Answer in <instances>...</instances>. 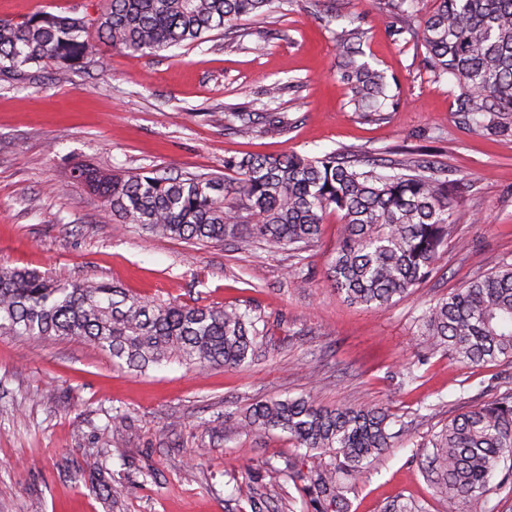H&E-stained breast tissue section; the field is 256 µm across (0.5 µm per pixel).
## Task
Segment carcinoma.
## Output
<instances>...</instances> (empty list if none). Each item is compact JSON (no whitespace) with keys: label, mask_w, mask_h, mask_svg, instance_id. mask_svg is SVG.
I'll return each instance as SVG.
<instances>
[{"label":"carcinoma","mask_w":512,"mask_h":512,"mask_svg":"<svg viewBox=\"0 0 512 512\" xmlns=\"http://www.w3.org/2000/svg\"><path fill=\"white\" fill-rule=\"evenodd\" d=\"M288 0H108L89 21L34 13L22 21L0 19V75L52 61L81 64L99 43L119 52L151 54L229 34L244 18L265 17ZM390 0L400 26L424 46L434 76H451L459 88L457 112L480 133L512 132V0H434L426 17L411 24L405 4ZM366 31L353 27L338 40L340 80L359 112H375L386 97L384 75L360 60ZM254 131L256 119L275 112H226ZM235 172L173 175L155 170L109 174L71 167L65 184L87 183L105 210L124 224L156 237L222 244L254 239L269 252L304 251L318 242L330 213L340 217L342 237L328 278L343 299L387 309L409 295L432 268L451 232V181L433 174V162L412 161L405 173L358 170L331 152L245 155L224 161ZM259 318L238 306L195 307L157 303L108 283L61 284L35 272L0 268V335L43 339L78 337L134 368L176 360L192 368L239 367L253 356ZM432 349L460 362L512 361V264L468 281L437 299L420 318ZM393 417L378 407L328 409L309 393L268 399L246 409L241 426L254 434H288L303 456L322 458L304 472L284 462L302 482L306 512H346L348 494L365 465L392 446ZM427 481L456 512L476 507L502 489L493 482L501 463L512 462V392L463 412L422 449ZM250 512L278 506L252 476L236 485ZM384 512H425L415 499L396 497Z\"/></svg>","instance_id":"carcinoma-1"}]
</instances>
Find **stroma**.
Masks as SVG:
<instances>
[{
	"label": "stroma",
	"mask_w": 512,
	"mask_h": 512,
	"mask_svg": "<svg viewBox=\"0 0 512 512\" xmlns=\"http://www.w3.org/2000/svg\"><path fill=\"white\" fill-rule=\"evenodd\" d=\"M106 0H0L15 21L44 10L93 19ZM386 76L378 111H356L336 73L349 22ZM388 0H347L325 22L307 0L288 13L239 22L240 36L154 55L100 46L80 70L34 66L0 77V267L62 283L105 281L163 302L235 305L260 316L252 364L196 371L170 362L144 371L64 338L0 336V512H225L244 470L267 491L301 493L265 476L297 450L278 431L257 437L237 411L316 392L326 408L376 405L404 427L349 495L348 512H381L396 496L445 512L421 473V448L448 420L512 390V363L465 365L431 350L418 318L466 281L512 263V133H473L457 112L453 79H435L426 50L391 34ZM288 88L277 102L267 85ZM278 112L243 136L228 109ZM348 151L361 163L433 160L454 182L453 231L429 275L382 311L344 302L327 278L340 224L329 216L314 247L290 254L159 238L122 223L67 169L109 173H223L224 160L295 151ZM414 371L415 382L405 378ZM123 426L104 439L113 416ZM103 469V500L89 480Z\"/></svg>",
	"instance_id": "35a3bbf8"
}]
</instances>
